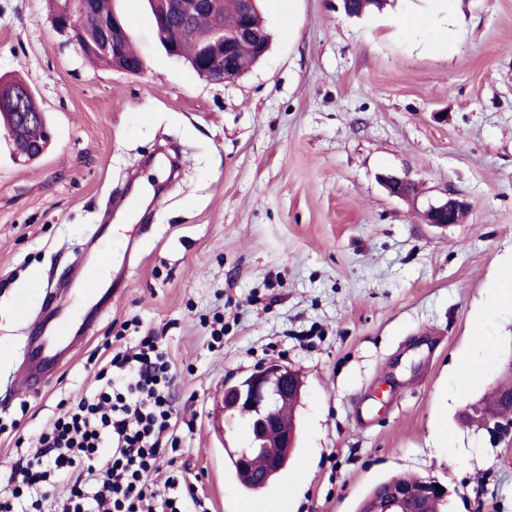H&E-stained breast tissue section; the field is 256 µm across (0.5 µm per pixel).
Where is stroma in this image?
<instances>
[{
    "mask_svg": "<svg viewBox=\"0 0 512 512\" xmlns=\"http://www.w3.org/2000/svg\"><path fill=\"white\" fill-rule=\"evenodd\" d=\"M53 0H0V76L23 77L50 149L14 163L0 142V422L26 403V440L94 384L114 323L163 334L174 406L194 423L176 465L206 512H357L394 476L447 487L445 512H512V433L463 424L512 359V311L490 307L512 262V0H261L271 47L214 84L161 46L147 0H113L145 68L82 56ZM386 175L415 195H391ZM131 194L132 219L111 197ZM469 205L427 224L430 205ZM136 240L124 288L39 392L17 376L45 299L107 240ZM224 317V344L209 320ZM483 359L462 384L465 364ZM282 360L305 382L287 468L246 491L221 437L225 382ZM456 459H449L448 447ZM468 210L469 206L466 202L449 198L437 205L430 206L425 213V219L428 224L440 226L458 224L463 221Z\"/></svg>",
    "mask_w": 512,
    "mask_h": 512,
    "instance_id": "stroma-1",
    "label": "stroma"
}]
</instances>
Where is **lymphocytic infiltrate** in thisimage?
Listing matches in <instances>:
<instances>
[{
    "label": "lymphocytic infiltrate",
    "instance_id": "obj_1",
    "mask_svg": "<svg viewBox=\"0 0 512 512\" xmlns=\"http://www.w3.org/2000/svg\"><path fill=\"white\" fill-rule=\"evenodd\" d=\"M105 356L98 388L74 398L36 446L12 463L0 490V512H43L53 486L67 492L59 512H198L200 505L179 469L161 488L145 482L162 458L177 451L174 377L162 338L149 332Z\"/></svg>",
    "mask_w": 512,
    "mask_h": 512
}]
</instances>
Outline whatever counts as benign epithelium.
I'll return each mask as SVG.
<instances>
[{"mask_svg": "<svg viewBox=\"0 0 512 512\" xmlns=\"http://www.w3.org/2000/svg\"><path fill=\"white\" fill-rule=\"evenodd\" d=\"M242 18L238 26L226 31L213 24L214 16L221 10L223 0H152L157 16L156 32L163 39L168 55L180 58L183 52L179 45L164 39L168 26L186 24L202 29L203 51L193 59L190 66L206 80L221 84L233 82L241 76L236 65L235 52L239 44L249 42L258 48L259 55L269 49L264 33L252 22L249 6L254 0H243ZM55 28L68 37V41L81 54L93 52L108 60L114 70L138 73L143 65L133 64L121 52L128 41L124 19L112 12L108 15L97 10L96 0H60L54 14ZM92 27L97 35L91 44L81 41L82 26ZM13 111L21 114V122L6 130L5 136L15 161L24 164L43 153V143L30 140L25 128L42 119L35 97L26 88L18 89L10 97ZM388 191L401 198L409 195L411 180L407 177H384ZM469 206L458 199L449 198L432 205L425 213L429 224L446 226L463 221ZM304 382L300 375L287 364L270 361L236 381H227L215 399L221 417L235 418L240 412L248 419V442L232 451L233 458L242 474L247 476V489L259 490L283 468L284 454L296 445V433L280 428V418L288 411L289 405L302 396ZM276 433V447L283 449L278 456L267 458L266 470L262 473L252 470V459L270 447L268 437ZM437 480L432 477H418L416 486H411L402 477H392L377 498L373 499L370 512H423L422 501L447 499L448 488L435 487Z\"/></svg>", "mask_w": 512, "mask_h": 512, "instance_id": "1", "label": "benign epithelium"}]
</instances>
